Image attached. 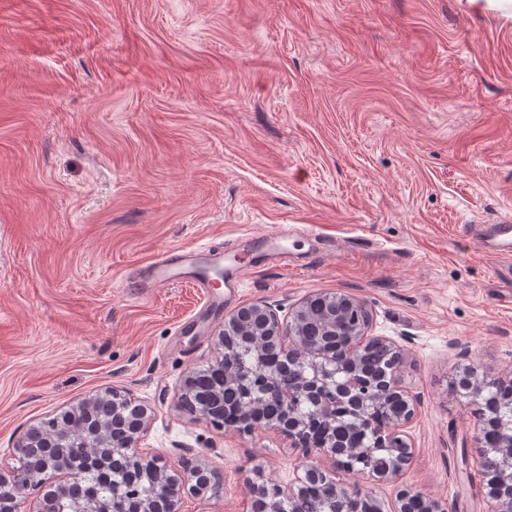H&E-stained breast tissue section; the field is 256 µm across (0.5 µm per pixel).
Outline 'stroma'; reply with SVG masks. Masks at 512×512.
Returning a JSON list of instances; mask_svg holds the SVG:
<instances>
[{"mask_svg":"<svg viewBox=\"0 0 512 512\" xmlns=\"http://www.w3.org/2000/svg\"><path fill=\"white\" fill-rule=\"evenodd\" d=\"M512 217V19L467 0H0V469L31 426L108 387L153 419L141 443L223 476L181 512H251L303 449L176 407L220 356L223 316L316 293L365 302L407 351L416 404L399 480L445 512H487L477 419L452 388L512 371V280L481 224ZM304 230L292 264L224 294L146 298L124 271L162 248Z\"/></svg>","mask_w":512,"mask_h":512,"instance_id":"1","label":"stroma"}]
</instances>
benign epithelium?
Here are the masks:
<instances>
[{"mask_svg":"<svg viewBox=\"0 0 512 512\" xmlns=\"http://www.w3.org/2000/svg\"><path fill=\"white\" fill-rule=\"evenodd\" d=\"M318 301L331 310H336V295L316 293L300 302L282 318L270 304L259 301L243 305L224 317V329L217 336L221 357L213 367L224 371V390L214 393L212 401H201L187 406L192 393L194 374L184 379L178 396V408L194 417L202 418L210 424L225 427L240 434H249L256 428L254 421L245 416L236 423L224 424V420L214 407L213 402L222 401L224 391L230 392L247 380H252V391L248 407L257 408L262 400V388L267 384L265 372L261 369L248 374L233 369L224 370V364L231 360L232 350L241 337L250 340L255 351L269 345H278L283 352L297 350L304 340L302 328L310 321L311 304ZM342 308L355 309L360 322L347 331L344 338L350 359H356L361 351L371 342L386 345L403 362V348L386 336H370L368 329L372 315L367 306L349 296L344 297ZM307 375L302 392L320 418L324 439L316 447L306 449L309 459L301 465L303 476L298 478L295 486L267 485L252 483L253 504L264 498L276 502L286 496L294 498L301 494L309 482L328 480L327 472L321 461L327 460L333 470L356 472L367 479L380 484L395 481L409 465L412 459L411 445L403 438V428L415 414L414 403L398 385L395 373L383 375L374 386L362 387L339 377L336 362L327 358V347L308 348L304 352ZM511 376L482 379L476 381L469 389L468 396L481 400L488 386L492 383L509 382ZM112 401V413L120 421L123 441L112 445V458H124L134 463L138 477L149 480L154 487V495L139 503L136 512H179L185 496L199 499L208 498L212 485L221 483V475L214 469L200 464L185 465L182 470H169L163 459L139 448L140 442L148 430L151 413L149 408L138 404L132 393L117 388L107 389L84 400L75 411L89 416L84 433L95 436L102 443H107L112 425L95 417V413L106 401ZM383 414L385 419L375 424L369 419L371 414ZM363 431L360 444L349 447L346 439L338 436L342 428ZM265 428L280 432L293 441L299 442L308 429V422L302 415L289 412L278 420L265 424ZM22 458L32 461L25 468H13L10 474L0 472V502L10 503V512H18L22 494L39 482V476L57 472L65 476L64 483L45 494L39 501L37 512H54L52 505L58 501L65 485L79 483V475L73 470L64 449L51 448L49 440L35 437L33 431L26 432L18 441ZM380 449L392 452V460L384 469L372 466V458ZM479 454H492L497 458L496 469L484 471L483 492L487 501L488 512H512V428H508L495 448H481ZM336 496L357 495L372 502L373 512H384V504L373 493L372 488L360 483H334ZM420 499L423 512H443L441 505L419 493L404 490L397 499L393 512H409V503ZM72 512H112L109 505L95 500L72 501Z\"/></svg>","mask_w":512,"mask_h":512,"instance_id":"1","label":"benign epithelium"}]
</instances>
